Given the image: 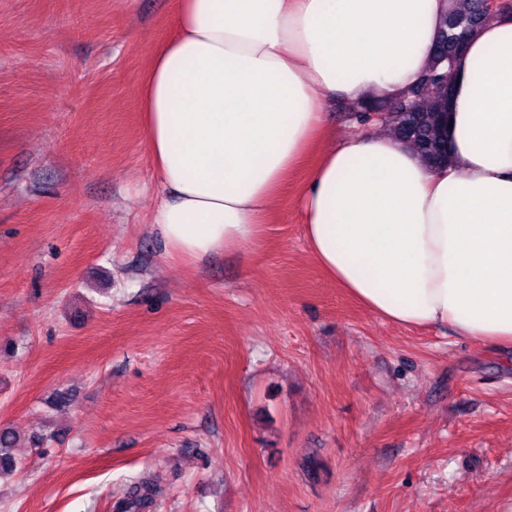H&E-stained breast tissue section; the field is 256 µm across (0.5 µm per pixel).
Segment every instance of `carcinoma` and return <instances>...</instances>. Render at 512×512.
<instances>
[{
	"label": "carcinoma",
	"instance_id": "carcinoma-1",
	"mask_svg": "<svg viewBox=\"0 0 512 512\" xmlns=\"http://www.w3.org/2000/svg\"><path fill=\"white\" fill-rule=\"evenodd\" d=\"M484 24L480 17V0H451V7L442 18L434 44L432 61L422 78L411 85L401 97L404 104L395 106L382 100L358 104L354 119L366 123L371 112H387L384 125L400 143L411 146L424 160L432 164L448 161V132L445 116L448 109V89L455 59L467 48L468 40ZM14 436L0 432V476L18 468L11 452ZM158 489L143 480L135 484L124 505L127 512H148L154 505Z\"/></svg>",
	"mask_w": 512,
	"mask_h": 512
}]
</instances>
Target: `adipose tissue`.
I'll use <instances>...</instances> for the list:
<instances>
[{
  "instance_id": "ef3b65f1",
  "label": "adipose tissue",
  "mask_w": 512,
  "mask_h": 512,
  "mask_svg": "<svg viewBox=\"0 0 512 512\" xmlns=\"http://www.w3.org/2000/svg\"><path fill=\"white\" fill-rule=\"evenodd\" d=\"M448 0H177L142 80L166 258L258 239L315 143L324 101H391L432 55ZM448 163L387 131L323 153L299 195L307 248L372 315L512 348V12L452 75Z\"/></svg>"
}]
</instances>
